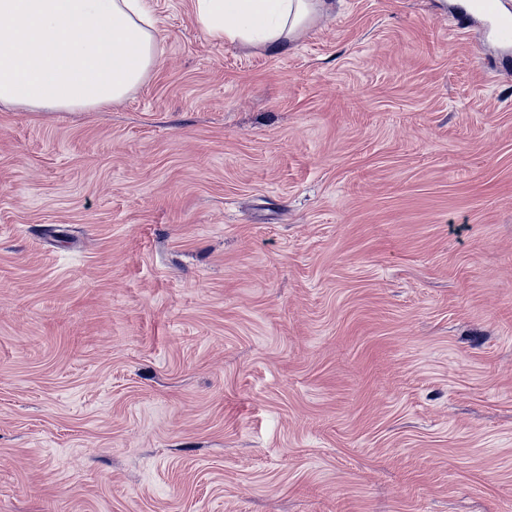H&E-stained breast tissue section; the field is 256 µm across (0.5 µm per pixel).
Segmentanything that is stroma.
I'll use <instances>...</instances> for the list:
<instances>
[{
  "label": "stroma",
  "mask_w": 512,
  "mask_h": 512,
  "mask_svg": "<svg viewBox=\"0 0 512 512\" xmlns=\"http://www.w3.org/2000/svg\"><path fill=\"white\" fill-rule=\"evenodd\" d=\"M151 0L147 80L0 109V512H512V46ZM326 0H193L198 26L214 42L286 49Z\"/></svg>",
  "instance_id": "1"
}]
</instances>
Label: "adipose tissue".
<instances>
[{
  "instance_id": "adipose-tissue-1",
  "label": "adipose tissue",
  "mask_w": 512,
  "mask_h": 512,
  "mask_svg": "<svg viewBox=\"0 0 512 512\" xmlns=\"http://www.w3.org/2000/svg\"><path fill=\"white\" fill-rule=\"evenodd\" d=\"M214 42L286 49L325 0H193ZM161 40L147 0H0V106L100 110L149 76Z\"/></svg>"
}]
</instances>
